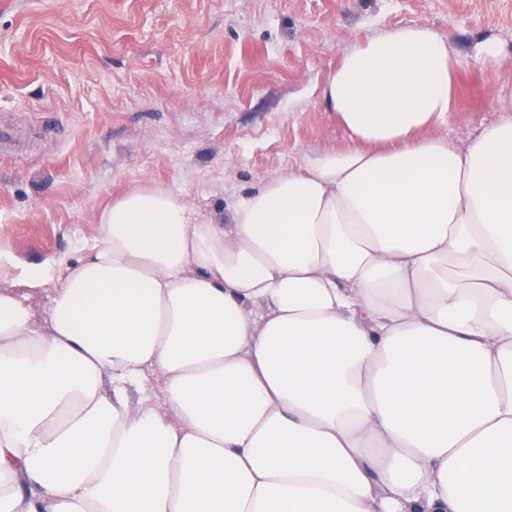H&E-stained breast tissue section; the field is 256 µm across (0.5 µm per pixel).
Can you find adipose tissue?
Here are the masks:
<instances>
[{
    "label": "adipose tissue",
    "instance_id": "obj_1",
    "mask_svg": "<svg viewBox=\"0 0 512 512\" xmlns=\"http://www.w3.org/2000/svg\"><path fill=\"white\" fill-rule=\"evenodd\" d=\"M452 88L430 28L370 39L351 147L228 224L132 191L46 314L0 289V512H512V121L455 147Z\"/></svg>",
    "mask_w": 512,
    "mask_h": 512
}]
</instances>
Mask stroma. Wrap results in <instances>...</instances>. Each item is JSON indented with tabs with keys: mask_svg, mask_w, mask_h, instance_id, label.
I'll use <instances>...</instances> for the list:
<instances>
[{
	"mask_svg": "<svg viewBox=\"0 0 512 512\" xmlns=\"http://www.w3.org/2000/svg\"><path fill=\"white\" fill-rule=\"evenodd\" d=\"M416 25L452 55L449 142L507 120L512 0H0V289L55 267L46 310L133 190L225 222L265 180L347 149L329 73Z\"/></svg>",
	"mask_w": 512,
	"mask_h": 512,
	"instance_id": "stroma-1",
	"label": "stroma"
}]
</instances>
